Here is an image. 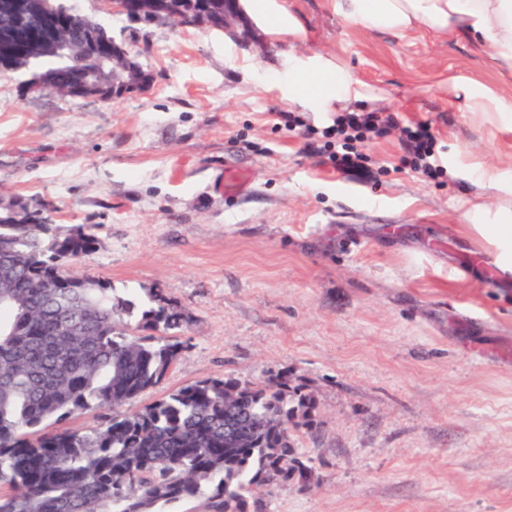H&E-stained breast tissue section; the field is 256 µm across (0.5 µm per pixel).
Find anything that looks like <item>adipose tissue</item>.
Here are the masks:
<instances>
[{
    "label": "adipose tissue",
    "mask_w": 512,
    "mask_h": 512,
    "mask_svg": "<svg viewBox=\"0 0 512 512\" xmlns=\"http://www.w3.org/2000/svg\"><path fill=\"white\" fill-rule=\"evenodd\" d=\"M349 25L397 35L422 32L454 43L476 42L499 75L512 77V0H333ZM463 112L498 124L512 117V92L464 75L448 78ZM288 95L323 108L362 100L359 82L331 62L312 63L288 80Z\"/></svg>",
    "instance_id": "ef3b65f1"
}]
</instances>
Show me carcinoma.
<instances>
[{"instance_id":"carcinoma-1","label":"carcinoma","mask_w":512,"mask_h":512,"mask_svg":"<svg viewBox=\"0 0 512 512\" xmlns=\"http://www.w3.org/2000/svg\"><path fill=\"white\" fill-rule=\"evenodd\" d=\"M73 34L42 73L65 94L89 65ZM82 224L62 230L41 208L0 209V512H158L204 499V512H247L259 489L288 479L295 448L283 430L310 402L275 386L215 378L183 386L89 432L45 423L127 403L159 385L181 343L139 331L182 326L177 304L147 306L65 266L94 250ZM250 416L249 445L224 441V399Z\"/></svg>"}]
</instances>
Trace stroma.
<instances>
[{
    "instance_id": "stroma-1",
    "label": "stroma",
    "mask_w": 512,
    "mask_h": 512,
    "mask_svg": "<svg viewBox=\"0 0 512 512\" xmlns=\"http://www.w3.org/2000/svg\"><path fill=\"white\" fill-rule=\"evenodd\" d=\"M112 30L152 75L105 100L25 96L0 75V206L89 226L72 275L171 298L176 362L136 399L62 420L90 431L210 378L287 382L311 395L288 434L301 472L260 512H512V273L469 204L512 197V131L462 116L447 78L500 82L472 44L348 25L332 0H275L304 30L265 54L208 27L146 25L63 0ZM320 55L362 84V109L431 121L446 174L398 169L399 131L336 170L314 112L281 88ZM292 112L303 136L275 126ZM247 185L224 193L226 171Z\"/></svg>"
}]
</instances>
